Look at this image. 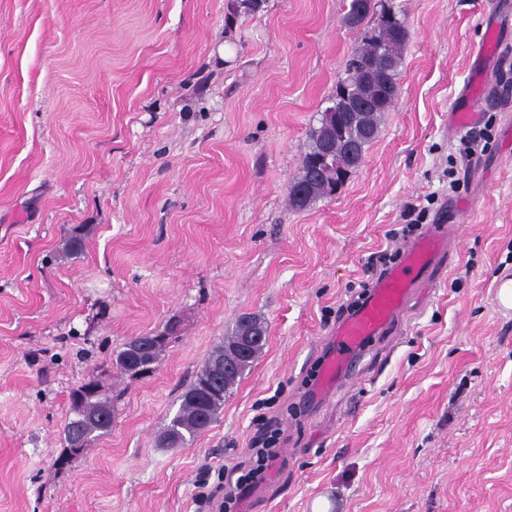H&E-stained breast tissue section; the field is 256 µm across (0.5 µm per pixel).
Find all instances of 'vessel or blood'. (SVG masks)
<instances>
[{
  "instance_id": "1",
  "label": "vessel or blood",
  "mask_w": 512,
  "mask_h": 512,
  "mask_svg": "<svg viewBox=\"0 0 512 512\" xmlns=\"http://www.w3.org/2000/svg\"><path fill=\"white\" fill-rule=\"evenodd\" d=\"M480 105L479 82L468 83L449 108L453 127L461 129L475 120ZM450 241L449 230L441 224L414 239L403 250L400 261L375 283L357 311L342 322L335 354L320 371L327 385L345 382L352 359L364 341L381 333L394 321L418 277L447 257Z\"/></svg>"
}]
</instances>
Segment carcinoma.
<instances>
[{
    "mask_svg": "<svg viewBox=\"0 0 512 512\" xmlns=\"http://www.w3.org/2000/svg\"><path fill=\"white\" fill-rule=\"evenodd\" d=\"M360 9L350 7L348 22L353 26L363 23L371 12L372 0H352ZM405 22L391 8H382L373 28L364 31L361 42L346 62L345 77L336 83V95L333 107L338 108L344 101L363 102L367 108L348 113L341 127L320 125L310 134L308 150L302 161L301 171L305 172L309 164L321 157L323 146L336 144L334 159L337 165L344 167V177L360 166L367 148L374 138L366 135L370 131L378 134L382 115L394 105V97L401 88V50L407 40ZM357 146L354 159L346 157L345 148L349 144ZM344 181L333 185L316 182L305 186V177L298 175L287 186L290 206L295 210H305L320 199L332 196ZM266 331L264 323L255 317H245L237 322L232 335L224 337L196 372L193 381L182 395L179 411L167 424L159 437V443L167 447L183 445L187 440L202 432L203 424H211L224 407V398L244 372L252 366L265 342L254 345L249 355L239 356L234 351L241 334L247 330ZM174 330H166L149 337V343L143 347L137 341H131L120 351L115 359L121 373L129 376H141L154 370L162 353L173 338ZM230 359L232 369L224 374L219 384H210L211 367L224 359ZM70 413L73 415L64 428V448L57 458V464H68L73 456L68 449L77 439H82L81 447H86L94 434H104L112 429L114 405L112 399L102 393L97 380L90 379L73 390L70 398Z\"/></svg>",
    "mask_w": 512,
    "mask_h": 512,
    "instance_id": "obj_1",
    "label": "carcinoma"
}]
</instances>
